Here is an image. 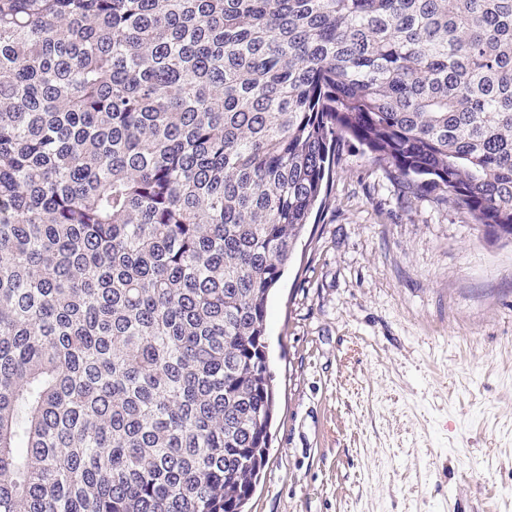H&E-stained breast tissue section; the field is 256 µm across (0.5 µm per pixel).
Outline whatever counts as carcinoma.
<instances>
[{"label": "carcinoma", "mask_w": 512, "mask_h": 512, "mask_svg": "<svg viewBox=\"0 0 512 512\" xmlns=\"http://www.w3.org/2000/svg\"><path fill=\"white\" fill-rule=\"evenodd\" d=\"M347 137L512 239V0H0V512H242Z\"/></svg>", "instance_id": "carcinoma-1"}]
</instances>
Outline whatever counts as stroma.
Returning a JSON list of instances; mask_svg holds the SVG:
<instances>
[{"label":"stroma","instance_id":"35a3bbf8","mask_svg":"<svg viewBox=\"0 0 512 512\" xmlns=\"http://www.w3.org/2000/svg\"><path fill=\"white\" fill-rule=\"evenodd\" d=\"M246 512H512V245L341 143L267 306Z\"/></svg>","mask_w":512,"mask_h":512}]
</instances>
